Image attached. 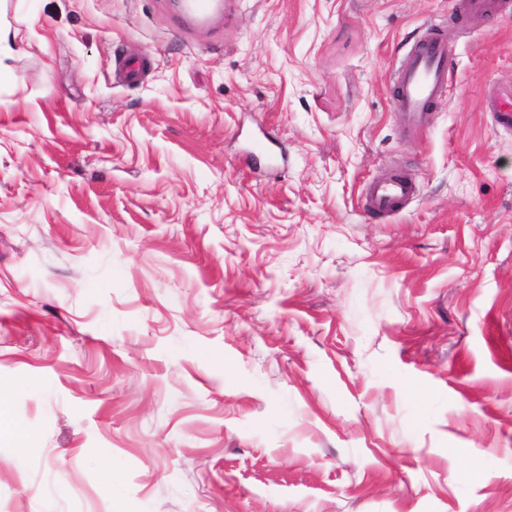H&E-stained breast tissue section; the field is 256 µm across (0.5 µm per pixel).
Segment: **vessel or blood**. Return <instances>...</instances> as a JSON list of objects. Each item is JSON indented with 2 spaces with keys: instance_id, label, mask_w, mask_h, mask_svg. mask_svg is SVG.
Masks as SVG:
<instances>
[{
  "instance_id": "b4317fda",
  "label": "vessel or blood",
  "mask_w": 512,
  "mask_h": 512,
  "mask_svg": "<svg viewBox=\"0 0 512 512\" xmlns=\"http://www.w3.org/2000/svg\"><path fill=\"white\" fill-rule=\"evenodd\" d=\"M448 93V47L437 33L415 40L405 50L393 80V104L416 123L427 122ZM416 193L407 177L389 176L373 182L365 193L368 212L388 215Z\"/></svg>"
}]
</instances>
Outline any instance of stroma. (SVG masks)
Returning a JSON list of instances; mask_svg holds the SVG:
<instances>
[{
  "mask_svg": "<svg viewBox=\"0 0 512 512\" xmlns=\"http://www.w3.org/2000/svg\"><path fill=\"white\" fill-rule=\"evenodd\" d=\"M0 0V512H512V0ZM437 27L446 101L392 102ZM120 58L147 60L119 78ZM285 160L249 169L253 136ZM401 172L417 196L363 207Z\"/></svg>",
  "mask_w": 512,
  "mask_h": 512,
  "instance_id": "stroma-1",
  "label": "stroma"
}]
</instances>
